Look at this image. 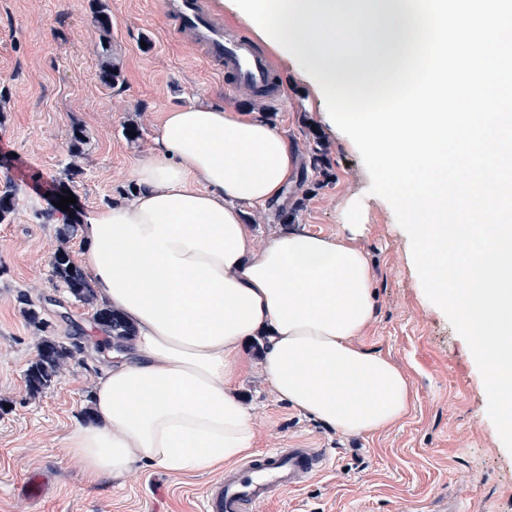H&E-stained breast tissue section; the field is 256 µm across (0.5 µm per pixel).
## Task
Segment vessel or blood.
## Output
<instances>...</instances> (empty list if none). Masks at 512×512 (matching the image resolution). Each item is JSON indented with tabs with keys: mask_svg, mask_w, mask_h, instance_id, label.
<instances>
[{
	"mask_svg": "<svg viewBox=\"0 0 512 512\" xmlns=\"http://www.w3.org/2000/svg\"><path fill=\"white\" fill-rule=\"evenodd\" d=\"M165 8L179 38L223 75L229 92L279 99L270 56L249 38L225 30L203 0H167ZM325 464L324 454L315 448L267 451L226 471L223 481L209 488L203 512H259L274 495L301 486Z\"/></svg>",
	"mask_w": 512,
	"mask_h": 512,
	"instance_id": "obj_1",
	"label": "vessel or blood"
}]
</instances>
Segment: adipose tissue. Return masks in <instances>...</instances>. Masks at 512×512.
Segmentation results:
<instances>
[{
	"label": "adipose tissue",
	"mask_w": 512,
	"mask_h": 512,
	"mask_svg": "<svg viewBox=\"0 0 512 512\" xmlns=\"http://www.w3.org/2000/svg\"><path fill=\"white\" fill-rule=\"evenodd\" d=\"M158 141L134 171L136 205L82 227L95 291L135 334L111 349L67 457L101 477L139 459L179 473L249 456L255 429L233 383L253 341L276 393L321 423L361 435L401 421L406 375L352 342L373 316L366 254L350 235L295 229L259 250L243 222L242 205L278 200L293 174L285 137L254 113L187 104L166 112Z\"/></svg>",
	"instance_id": "obj_1"
}]
</instances>
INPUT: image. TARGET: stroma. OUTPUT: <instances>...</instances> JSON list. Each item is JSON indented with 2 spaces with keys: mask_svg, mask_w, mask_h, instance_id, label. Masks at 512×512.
Segmentation results:
<instances>
[{
  "mask_svg": "<svg viewBox=\"0 0 512 512\" xmlns=\"http://www.w3.org/2000/svg\"><path fill=\"white\" fill-rule=\"evenodd\" d=\"M162 2L107 0L120 70L107 86L98 77L93 0H0V190L10 183L22 190L10 221L0 224V512H201L207 488L224 476L220 467L174 474L143 460L92 480L62 448L110 363L109 341L92 308L52 281L58 241L44 214L65 191L76 199L68 214L77 221L115 202L134 206V168L157 154L166 112L189 102L263 115L295 155V174L278 201L242 207L256 247L288 228L332 239L343 225H359L353 243L371 265L375 311L353 342L389 359L413 391L396 425L345 436L280 399L258 347L246 344L236 386L250 408L255 450L328 454L323 472L260 512H512V453L488 415L471 350L427 298L407 233L391 205L370 194L359 152L331 121L314 80L257 34L234 0H207L226 26L270 55L281 90L272 102L229 94L223 77L170 33ZM77 125L89 141L80 172L68 177L63 167ZM130 125L140 130L133 141L125 136ZM25 298L76 345L57 380L35 397L26 386L37 339L20 314ZM39 474L48 483L32 500L24 487Z\"/></svg>",
  "mask_w": 512,
  "mask_h": 512,
  "instance_id": "stroma-1",
  "label": "stroma"
}]
</instances>
